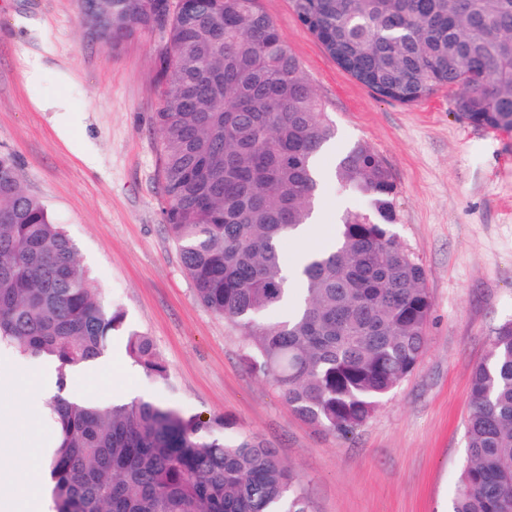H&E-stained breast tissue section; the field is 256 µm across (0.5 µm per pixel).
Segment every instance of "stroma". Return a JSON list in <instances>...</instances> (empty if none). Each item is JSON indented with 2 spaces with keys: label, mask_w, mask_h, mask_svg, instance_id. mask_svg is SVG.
Masks as SVG:
<instances>
[{
  "label": "stroma",
  "mask_w": 512,
  "mask_h": 512,
  "mask_svg": "<svg viewBox=\"0 0 512 512\" xmlns=\"http://www.w3.org/2000/svg\"><path fill=\"white\" fill-rule=\"evenodd\" d=\"M336 125L333 154L363 141L391 168V227L426 272L432 313L417 368L352 436L296 414L244 360V342L195 297L163 223L156 76L166 37L142 28L102 38L83 0H0V155L24 191L74 240L104 301L124 315L87 369L88 395L136 391L207 419H230L303 478L314 512H452L466 457L475 366L512 323V134L473 126L456 90L417 104L376 96L338 67L290 0H260ZM40 76L28 81L31 63ZM65 109H58V102ZM368 198L328 183L320 234ZM149 336L168 383L128 357L129 332Z\"/></svg>",
  "instance_id": "stroma-1"
}]
</instances>
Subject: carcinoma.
<instances>
[{
	"mask_svg": "<svg viewBox=\"0 0 512 512\" xmlns=\"http://www.w3.org/2000/svg\"><path fill=\"white\" fill-rule=\"evenodd\" d=\"M336 63L381 98L418 103L458 88L459 118L512 132V0H291ZM112 41L167 28L158 61L163 222L197 300L242 336L246 360L309 423L354 434L417 366L432 304L425 271L390 230L397 184L358 141L330 173L336 136L301 63L259 0H102ZM371 198L332 246L299 266L284 311L282 243L309 223L326 180ZM121 313L71 238L0 156V347L67 372L105 353ZM129 356L167 371L146 336ZM466 462L453 512H512V323L474 368ZM47 418L50 512H312L302 477L256 436L230 435L147 399L57 393Z\"/></svg>",
	"mask_w": 512,
	"mask_h": 512,
	"instance_id": "carcinoma-1",
	"label": "carcinoma"
}]
</instances>
